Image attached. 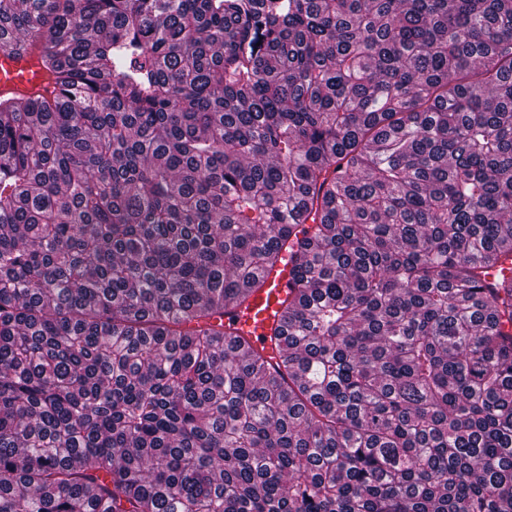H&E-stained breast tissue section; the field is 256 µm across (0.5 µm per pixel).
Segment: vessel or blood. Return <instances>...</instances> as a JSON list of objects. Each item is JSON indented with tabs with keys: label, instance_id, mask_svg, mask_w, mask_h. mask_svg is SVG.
<instances>
[{
	"label": "vessel or blood",
	"instance_id": "vessel-or-blood-1",
	"mask_svg": "<svg viewBox=\"0 0 512 512\" xmlns=\"http://www.w3.org/2000/svg\"><path fill=\"white\" fill-rule=\"evenodd\" d=\"M53 80L37 59L0 51V99L14 95H46ZM290 262L283 261L263 275V284L255 289L244 304L231 303L224 307V330L247 341L265 355L276 353L274 331L279 326L283 301L294 282Z\"/></svg>",
	"mask_w": 512,
	"mask_h": 512
}]
</instances>
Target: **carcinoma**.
<instances>
[{
	"instance_id": "obj_1",
	"label": "carcinoma",
	"mask_w": 512,
	"mask_h": 512,
	"mask_svg": "<svg viewBox=\"0 0 512 512\" xmlns=\"http://www.w3.org/2000/svg\"><path fill=\"white\" fill-rule=\"evenodd\" d=\"M0 512H512V0H0ZM296 265L278 362L224 333ZM52 88V78L35 57H18L8 49H1L0 99L14 95H47Z\"/></svg>"
}]
</instances>
